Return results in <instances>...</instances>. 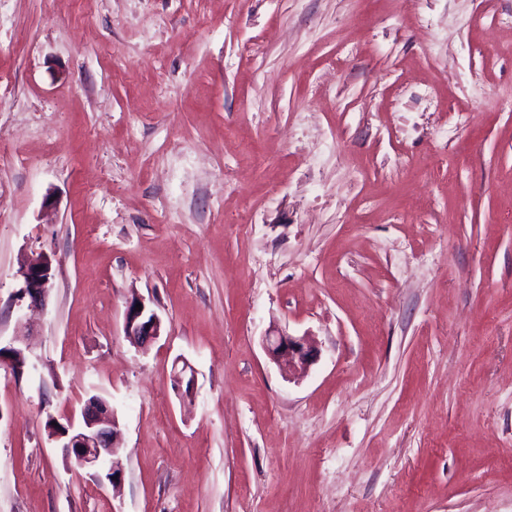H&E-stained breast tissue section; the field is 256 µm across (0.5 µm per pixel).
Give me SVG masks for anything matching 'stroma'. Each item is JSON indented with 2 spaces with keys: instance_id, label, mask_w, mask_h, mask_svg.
<instances>
[{
  "instance_id": "obj_1",
  "label": "stroma",
  "mask_w": 512,
  "mask_h": 512,
  "mask_svg": "<svg viewBox=\"0 0 512 512\" xmlns=\"http://www.w3.org/2000/svg\"><path fill=\"white\" fill-rule=\"evenodd\" d=\"M0 345V512H512V0H0ZM22 287L17 291L19 301L28 298L31 307H44L49 295L52 280V260L48 255H40L21 267L18 273ZM137 303L141 304V311L135 310ZM161 331L162 321L158 314L147 307L143 298H132L128 302L125 313V336L132 342L143 345L157 339ZM267 350L285 372H303L314 361L315 353L304 336L278 332L266 339ZM83 424L75 429L71 420H58L49 428L52 439L60 443L64 455L74 458L79 469H98L111 454L113 439L118 433V419L106 403L93 399L81 410Z\"/></svg>"
}]
</instances>
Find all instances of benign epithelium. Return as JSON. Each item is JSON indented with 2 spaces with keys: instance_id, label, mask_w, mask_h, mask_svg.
<instances>
[{
  "instance_id": "obj_1",
  "label": "benign epithelium",
  "mask_w": 512,
  "mask_h": 512,
  "mask_svg": "<svg viewBox=\"0 0 512 512\" xmlns=\"http://www.w3.org/2000/svg\"><path fill=\"white\" fill-rule=\"evenodd\" d=\"M22 287L18 300H29L32 307H44L52 280V260L40 255L19 270ZM142 304L136 310V304ZM162 321L158 314L145 305L141 297L132 298L127 305L124 332L132 342L146 344L161 335ZM267 350L282 369L288 373L303 372L314 361L315 353L303 336L279 333L266 339ZM83 424L74 428L72 421L57 423L49 429L52 439L60 443L63 453L75 459L79 469H97L111 454L113 439L118 433V419L107 404L93 399L81 410Z\"/></svg>"
}]
</instances>
